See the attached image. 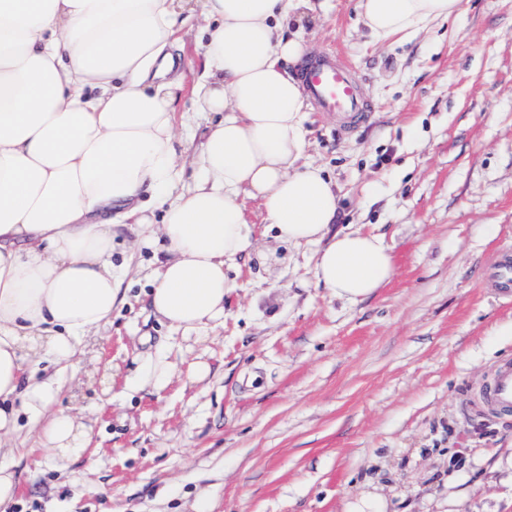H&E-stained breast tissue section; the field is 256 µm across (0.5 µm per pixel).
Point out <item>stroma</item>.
Returning a JSON list of instances; mask_svg holds the SVG:
<instances>
[{
	"instance_id": "35a3bbf8",
	"label": "stroma",
	"mask_w": 512,
	"mask_h": 512,
	"mask_svg": "<svg viewBox=\"0 0 512 512\" xmlns=\"http://www.w3.org/2000/svg\"><path fill=\"white\" fill-rule=\"evenodd\" d=\"M357 0H310L313 58L345 59L367 120L309 107L308 161L340 196L339 230L384 237L394 275L357 303L314 280L315 249L276 240L244 205L259 252L238 261L224 322L187 332L148 296L155 253L127 263L121 302L60 369L81 413L61 458L23 428L21 487L0 512H512V413L480 389L512 359V300L488 278L512 248V0L374 43ZM169 367L141 384L148 364Z\"/></svg>"
}]
</instances>
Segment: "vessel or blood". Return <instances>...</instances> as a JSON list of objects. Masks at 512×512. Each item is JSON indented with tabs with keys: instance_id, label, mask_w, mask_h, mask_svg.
I'll return each mask as SVG.
<instances>
[{
	"instance_id": "obj_1",
	"label": "vessel or blood",
	"mask_w": 512,
	"mask_h": 512,
	"mask_svg": "<svg viewBox=\"0 0 512 512\" xmlns=\"http://www.w3.org/2000/svg\"><path fill=\"white\" fill-rule=\"evenodd\" d=\"M303 86L319 110L353 121L362 117L364 103L350 71L337 60L323 57L312 62L303 72ZM489 272L505 293L512 294V252L497 255ZM483 399L492 411H512V362H504L498 368Z\"/></svg>"
}]
</instances>
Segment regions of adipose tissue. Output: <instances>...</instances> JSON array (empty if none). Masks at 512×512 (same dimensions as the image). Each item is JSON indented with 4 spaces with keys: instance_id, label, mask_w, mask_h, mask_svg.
<instances>
[{
    "instance_id": "ef3b65f1",
    "label": "adipose tissue",
    "mask_w": 512,
    "mask_h": 512,
    "mask_svg": "<svg viewBox=\"0 0 512 512\" xmlns=\"http://www.w3.org/2000/svg\"><path fill=\"white\" fill-rule=\"evenodd\" d=\"M308 0H194L206 20L195 93L208 116L194 187L182 172L171 51L179 0H0V506L19 489L21 418L67 457L86 428L55 410L71 366L112 317L126 267L115 249L153 247L150 304L192 332L224 320L226 274L254 248L241 196L259 200L278 238L317 245V286L358 302L394 273L382 236L333 231L339 196L304 159L305 53L286 27ZM375 42L445 21L462 0H358Z\"/></svg>"
}]
</instances>
